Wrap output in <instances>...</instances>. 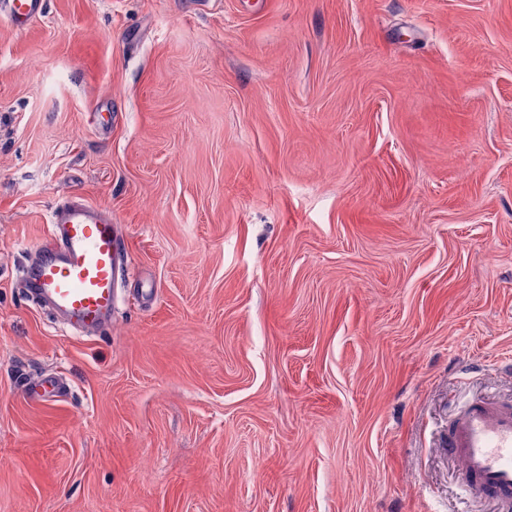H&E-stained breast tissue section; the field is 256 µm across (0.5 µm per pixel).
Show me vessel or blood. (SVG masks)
<instances>
[{
    "label": "vessel or blood",
    "mask_w": 512,
    "mask_h": 512,
    "mask_svg": "<svg viewBox=\"0 0 512 512\" xmlns=\"http://www.w3.org/2000/svg\"><path fill=\"white\" fill-rule=\"evenodd\" d=\"M42 0H0L16 27L40 13ZM120 247L111 212L73 197L56 204L47 235L30 251L22 283L32 299L54 316L87 332H102L112 323ZM61 377L42 375L26 382L29 399L63 397ZM460 461L462 479L499 512H512V403L480 399L453 419L444 441Z\"/></svg>",
    "instance_id": "obj_1"
}]
</instances>
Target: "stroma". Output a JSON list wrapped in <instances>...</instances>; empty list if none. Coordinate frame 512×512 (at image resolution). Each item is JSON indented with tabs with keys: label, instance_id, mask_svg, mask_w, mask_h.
Wrapping results in <instances>:
<instances>
[{
	"label": "stroma",
	"instance_id": "stroma-1",
	"mask_svg": "<svg viewBox=\"0 0 512 512\" xmlns=\"http://www.w3.org/2000/svg\"><path fill=\"white\" fill-rule=\"evenodd\" d=\"M110 329L22 293L70 197ZM60 375L64 397L26 399ZM512 399V0L0 13V512H496L454 414Z\"/></svg>",
	"mask_w": 512,
	"mask_h": 512
}]
</instances>
